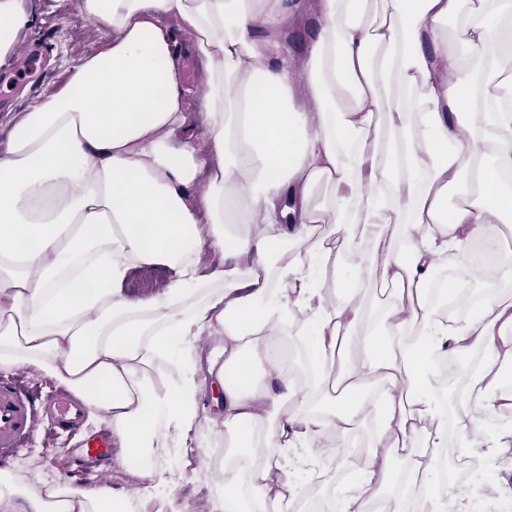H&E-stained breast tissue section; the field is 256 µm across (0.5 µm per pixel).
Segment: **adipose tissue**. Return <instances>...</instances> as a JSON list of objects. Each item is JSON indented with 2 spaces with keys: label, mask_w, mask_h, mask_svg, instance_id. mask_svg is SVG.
Wrapping results in <instances>:
<instances>
[{
  "label": "adipose tissue",
  "mask_w": 512,
  "mask_h": 512,
  "mask_svg": "<svg viewBox=\"0 0 512 512\" xmlns=\"http://www.w3.org/2000/svg\"><path fill=\"white\" fill-rule=\"evenodd\" d=\"M319 21L293 60L296 0H81L109 33L14 118L0 155V370L31 368L80 398L138 477L198 417L199 386L175 355L218 337L224 512H292L294 463L338 454L360 469L343 512H473L431 462L448 444L437 358L488 356L470 375L478 417L464 455L498 462L512 428L499 369L512 365V265L495 291L448 318L432 299L449 250L512 222V0H310ZM33 0H0V57ZM206 70L204 137L187 124L176 33ZM457 44H449V33ZM460 194L449 206V192ZM221 261L199 272L204 249ZM166 287L129 296L131 271ZM361 333L356 352L348 338ZM249 373H242V364ZM367 427L365 461L349 449ZM131 498L61 478L31 488L0 469V512H137Z\"/></svg>",
  "instance_id": "adipose-tissue-1"
}]
</instances>
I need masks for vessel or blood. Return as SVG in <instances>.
<instances>
[{
	"instance_id": "b4317fda",
	"label": "vessel or blood",
	"mask_w": 512,
	"mask_h": 512,
	"mask_svg": "<svg viewBox=\"0 0 512 512\" xmlns=\"http://www.w3.org/2000/svg\"><path fill=\"white\" fill-rule=\"evenodd\" d=\"M38 56L29 57L23 64L0 69V103L10 100L16 87L31 78L38 69ZM81 403L68 396L38 400L13 382L0 384V449L18 447L24 440L32 420L45 415L53 434L76 430L82 418ZM110 439L92 436L83 440L79 459L83 467L98 466L100 460L111 456Z\"/></svg>"
}]
</instances>
